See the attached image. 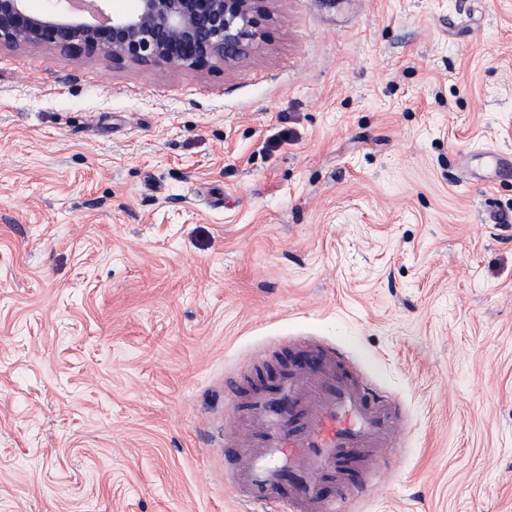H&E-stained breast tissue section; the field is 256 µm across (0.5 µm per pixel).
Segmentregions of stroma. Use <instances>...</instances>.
<instances>
[{
  "label": "stroma",
  "instance_id": "1",
  "mask_svg": "<svg viewBox=\"0 0 512 512\" xmlns=\"http://www.w3.org/2000/svg\"><path fill=\"white\" fill-rule=\"evenodd\" d=\"M197 71L0 50V512H245L224 380L304 338L408 431L337 512H512V0H273Z\"/></svg>",
  "mask_w": 512,
  "mask_h": 512
}]
</instances>
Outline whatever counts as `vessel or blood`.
I'll return each instance as SVG.
<instances>
[{"label": "vessel or blood", "instance_id": "obj_1", "mask_svg": "<svg viewBox=\"0 0 512 512\" xmlns=\"http://www.w3.org/2000/svg\"><path fill=\"white\" fill-rule=\"evenodd\" d=\"M224 394V473L247 512L273 499L290 512H336L353 472L382 484L371 464L406 431L398 405L360 381L343 352L314 343L292 349L268 383L231 379Z\"/></svg>", "mask_w": 512, "mask_h": 512}]
</instances>
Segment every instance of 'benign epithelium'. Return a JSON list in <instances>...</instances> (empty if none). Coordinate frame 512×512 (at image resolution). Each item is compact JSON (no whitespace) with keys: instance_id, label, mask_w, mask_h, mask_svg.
Returning a JSON list of instances; mask_svg holds the SVG:
<instances>
[{"instance_id":"7a95c632","label":"benign epithelium","mask_w":512,"mask_h":512,"mask_svg":"<svg viewBox=\"0 0 512 512\" xmlns=\"http://www.w3.org/2000/svg\"><path fill=\"white\" fill-rule=\"evenodd\" d=\"M107 0H0V48L105 54L118 66L203 69L247 58L258 19L272 0H130L109 13Z\"/></svg>"}]
</instances>
